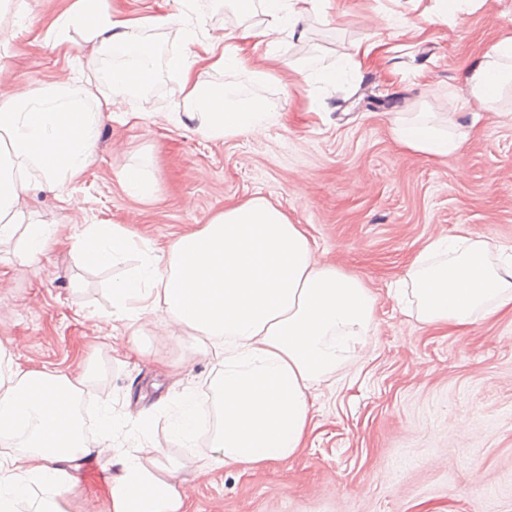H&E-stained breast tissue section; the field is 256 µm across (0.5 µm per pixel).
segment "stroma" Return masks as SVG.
I'll list each match as a JSON object with an SVG mask.
<instances>
[{"instance_id":"1","label":"stroma","mask_w":512,"mask_h":512,"mask_svg":"<svg viewBox=\"0 0 512 512\" xmlns=\"http://www.w3.org/2000/svg\"><path fill=\"white\" fill-rule=\"evenodd\" d=\"M71 0H0V96L19 84L70 78L96 98L115 96L112 59L88 63L79 31L55 43L50 27ZM434 0H322L304 35L274 33L255 68L236 80L278 103L262 135L207 139L167 118L179 98L166 67L184 46L174 28L141 29L155 51L146 88L127 94L125 116L105 123L94 160L56 192L33 190L27 224H57L67 237L36 263L20 242L0 244V347L25 368L89 376V429L101 407L116 417L112 444L159 446L178 470L190 512H512V314H476L448 329L406 314L393 293L410 259L434 238L464 232L512 248V97L473 115L467 75L512 31V0H480L454 21L422 22ZM232 0H195L197 36L215 41L264 23L261 8L227 21ZM422 22L415 31L414 22ZM382 39L389 53L345 82L321 87L297 73L304 59L332 66L351 44ZM266 78H257V71ZM454 118L467 136L431 159L400 147L394 116L420 110ZM139 167L156 184L132 196L120 175ZM262 196L302 225L318 261L358 275L378 296L372 331L356 356L314 391L312 431L296 458L256 469L213 465L212 380L220 371L202 343L166 338L156 316L138 336L113 329L112 282L136 255L88 266L71 234L87 224H128L167 248L224 206ZM193 390L203 423L191 442L171 435L175 404ZM149 425H142L143 414ZM105 462L68 495L65 512H104Z\"/></svg>"}]
</instances>
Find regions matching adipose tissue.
I'll return each mask as SVG.
<instances>
[{
  "instance_id": "obj_1",
  "label": "adipose tissue",
  "mask_w": 512,
  "mask_h": 512,
  "mask_svg": "<svg viewBox=\"0 0 512 512\" xmlns=\"http://www.w3.org/2000/svg\"><path fill=\"white\" fill-rule=\"evenodd\" d=\"M178 2L179 13L139 20L116 16L107 0H73L54 23L55 39L64 42L70 30H80L98 53L119 57L110 73L113 87L135 90L155 75L154 51L139 37L140 27L181 28L188 47L166 62L180 90L175 125L212 139L263 134L273 103L228 75L245 69L253 42L274 32L296 34L318 0H234L243 14L261 6L266 24L225 35L220 49L199 44L189 27L193 0ZM380 47L361 41L335 68L312 59L299 73L331 84L360 70ZM511 64L507 35L469 71L475 102L497 98L512 81ZM200 67L213 81L196 80ZM87 95L62 82L20 86L0 102V240L17 231L32 175L58 191L89 166L104 115L120 111L121 102L93 109ZM391 133L402 147L431 158L448 156L461 143L460 133L440 128L431 112L395 117ZM75 246L99 266L138 253L137 264L112 286V318L130 334L152 314L184 335L210 341L223 368L211 446L216 462L227 466L253 469L300 454L310 433L314 384L354 356L374 322L371 289L356 275L318 263L302 225L263 197L225 207L165 250L139 248L121 224L86 225ZM404 282L427 324L463 326L478 312L512 311V253H499L489 239L459 234L431 240L414 256ZM80 386L64 375L12 364L0 349V512H62L61 501L87 465L104 457L112 467L107 512H189L176 469L159 467L154 447L114 452L111 413L103 415L104 436L86 442L75 408ZM36 486L45 487V495L33 494Z\"/></svg>"
}]
</instances>
